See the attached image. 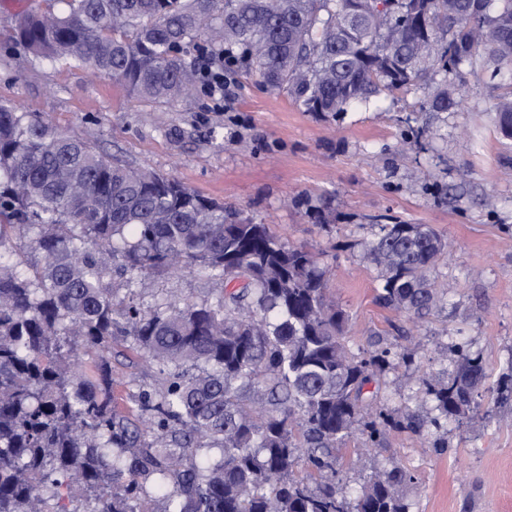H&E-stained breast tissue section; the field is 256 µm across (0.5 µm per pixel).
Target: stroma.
Returning <instances> with one entry per match:
<instances>
[{
	"instance_id": "stroma-1",
	"label": "stroma",
	"mask_w": 512,
	"mask_h": 512,
	"mask_svg": "<svg viewBox=\"0 0 512 512\" xmlns=\"http://www.w3.org/2000/svg\"><path fill=\"white\" fill-rule=\"evenodd\" d=\"M27 14L0 0V99L135 168L223 201L329 267V292L349 317L352 351L390 347L389 369L364 389L385 410L404 407L422 380H443L455 343L481 357L487 385L512 364V139L498 103L512 79L477 62L448 74L459 107L420 111L425 91L380 94L334 117L303 111L239 69L225 102L199 88L173 112L140 103L80 66L35 60L14 39ZM426 224L447 243L431 276L444 301L415 322L375 301L378 269L365 254L379 224ZM433 435L388 429L383 443L343 449L348 491L373 470L410 472L411 512H512V402Z\"/></svg>"
}]
</instances>
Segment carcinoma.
Returning <instances> with one entry per match:
<instances>
[{"mask_svg":"<svg viewBox=\"0 0 512 512\" xmlns=\"http://www.w3.org/2000/svg\"><path fill=\"white\" fill-rule=\"evenodd\" d=\"M65 2L20 22L34 58L169 110L192 100L201 60L235 47L246 73L332 116L416 85L428 87L421 111L446 112L462 98L432 74L479 56L512 73V0ZM496 121L512 138V101ZM376 228L365 243L376 302L424 318L445 242L425 224ZM184 271L245 286L140 299L154 276ZM328 273L269 225L0 100V512H410L407 471H378L352 498L336 451L357 436L378 446L391 426L460 428L483 409L481 391L509 399L512 373L485 386L482 359L458 345L447 379L415 395L429 420L372 409L363 388L391 350L347 349ZM114 344L155 375L135 414L115 401Z\"/></svg>","mask_w":512,"mask_h":512,"instance_id":"cac0c4a2","label":"carcinoma"}]
</instances>
